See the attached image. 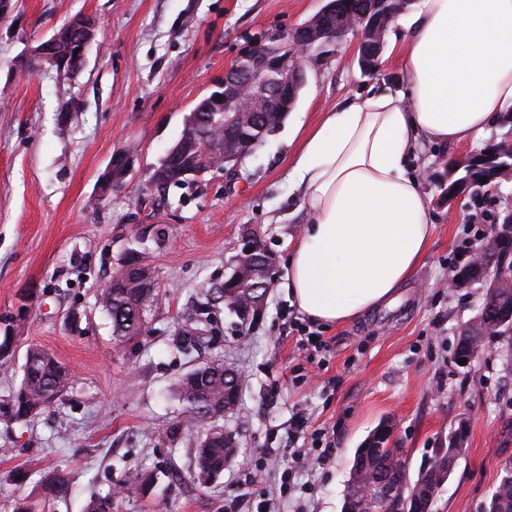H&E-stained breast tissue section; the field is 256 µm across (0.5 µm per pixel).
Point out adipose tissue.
Returning <instances> with one entry per match:
<instances>
[{
  "instance_id": "obj_1",
  "label": "adipose tissue",
  "mask_w": 512,
  "mask_h": 512,
  "mask_svg": "<svg viewBox=\"0 0 512 512\" xmlns=\"http://www.w3.org/2000/svg\"><path fill=\"white\" fill-rule=\"evenodd\" d=\"M408 29L407 91L323 112L292 159L310 220L286 287L321 326L394 302L426 255L432 200L408 166L419 142L475 144L512 106V0H420Z\"/></svg>"
}]
</instances>
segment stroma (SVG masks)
Instances as JSON below:
<instances>
[{
    "label": "stroma",
    "mask_w": 512,
    "mask_h": 512,
    "mask_svg": "<svg viewBox=\"0 0 512 512\" xmlns=\"http://www.w3.org/2000/svg\"><path fill=\"white\" fill-rule=\"evenodd\" d=\"M323 0H11L0 19V337L16 336L0 359V512H84L91 496L112 494V512H257L246 488L273 490L278 512H341L357 448L381 424L402 448L409 476L425 455L468 426L464 457L437 512H483L512 460V366L489 337L472 367L453 352L461 327L480 310L483 290L448 288L466 247L481 249L490 211L512 204V181L474 202L449 194L479 145H423L411 164L432 199V245L402 297L362 320L317 327L327 343L300 344L306 324L284 287L290 240L307 220L291 176L300 132L322 112L367 90L405 91L402 51L408 31L392 24L378 73L363 74L355 38L308 72L292 112L236 165L157 190V160L180 137L185 116L215 88L239 53L270 31L302 23ZM77 15L97 35L75 76L18 63ZM136 157L125 185L98 206L99 181L115 151ZM157 230L142 260L159 288L145 332L118 343L97 297L125 248ZM252 233L274 258L275 275L258 316L239 319L210 288L231 274ZM191 325L205 337L191 356L172 345ZM37 345L71 372L60 400L23 422L12 418L24 355ZM219 360L241 385L225 416L239 453L207 484L187 482L203 429L159 432L188 417L173 389L190 370ZM317 440L291 442L296 414ZM326 447L329 461L297 467L296 451ZM177 465L181 480L169 474ZM29 473L15 485L16 469ZM149 486L127 484L131 470ZM68 485L52 498L47 476Z\"/></svg>",
    "instance_id": "stroma-1"
}]
</instances>
